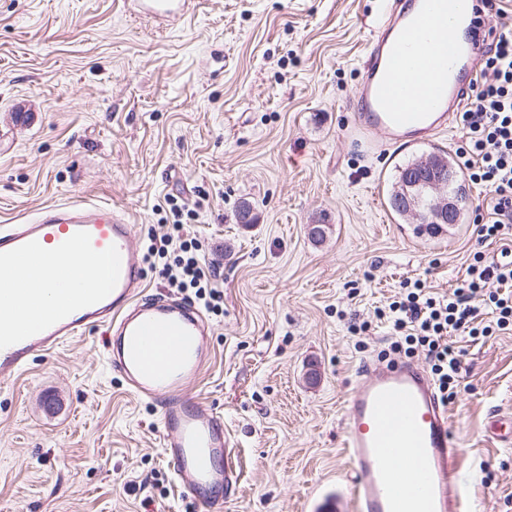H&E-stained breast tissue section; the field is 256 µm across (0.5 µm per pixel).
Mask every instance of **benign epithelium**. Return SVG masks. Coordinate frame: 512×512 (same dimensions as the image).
I'll use <instances>...</instances> for the list:
<instances>
[{"label": "benign epithelium", "mask_w": 512, "mask_h": 512, "mask_svg": "<svg viewBox=\"0 0 512 512\" xmlns=\"http://www.w3.org/2000/svg\"><path fill=\"white\" fill-rule=\"evenodd\" d=\"M450 180L452 171L445 157L435 152L427 154L404 174L397 187V205L406 215L420 219L421 194L428 189L436 194L430 220L436 224H455L459 220L461 201L448 193Z\"/></svg>", "instance_id": "obj_1"}]
</instances>
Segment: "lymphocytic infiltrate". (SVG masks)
I'll return each mask as SVG.
<instances>
[{
	"instance_id": "f902f5d3",
	"label": "lymphocytic infiltrate",
	"mask_w": 512,
	"mask_h": 512,
	"mask_svg": "<svg viewBox=\"0 0 512 512\" xmlns=\"http://www.w3.org/2000/svg\"><path fill=\"white\" fill-rule=\"evenodd\" d=\"M490 43L481 51V75L469 87L459 115L462 143L457 150L469 181L489 192L477 206L473 233L478 241H501L498 260L475 252L466 276L449 294H438L424 282H404V292L388 306L387 319L396 333L395 352L424 351L443 402L456 395L460 350L452 334L489 336L512 328V27H490ZM196 239L186 238L181 219L151 241L148 258L164 259L163 272L175 287L194 289L209 310L222 309L219 272L207 264ZM491 321L482 322V311Z\"/></svg>"
}]
</instances>
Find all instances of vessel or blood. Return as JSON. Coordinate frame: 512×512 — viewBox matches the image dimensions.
I'll return each instance as SVG.
<instances>
[{"label": "vessel or blood", "instance_id": "vessel-or-blood-1", "mask_svg": "<svg viewBox=\"0 0 512 512\" xmlns=\"http://www.w3.org/2000/svg\"><path fill=\"white\" fill-rule=\"evenodd\" d=\"M158 20L185 17L191 0H134ZM482 0H392L365 55L356 99L362 135L390 140L445 132L477 75L487 19ZM131 224L114 208L81 201L0 226V381L37 354L86 330L102 331L104 356L136 397L156 403L163 455L175 482L203 512H223L238 490L235 444L214 409L188 391L211 354L202 313L178 300L140 302L143 260ZM105 261L73 273L72 259ZM51 267V287L21 279ZM343 446L356 512H462L465 482L434 386L410 362L378 364L347 401Z\"/></svg>", "mask_w": 512, "mask_h": 512}]
</instances>
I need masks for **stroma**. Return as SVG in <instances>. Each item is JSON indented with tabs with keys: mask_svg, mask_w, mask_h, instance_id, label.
<instances>
[{
	"mask_svg": "<svg viewBox=\"0 0 512 512\" xmlns=\"http://www.w3.org/2000/svg\"><path fill=\"white\" fill-rule=\"evenodd\" d=\"M384 5L194 0L168 22L128 0H0V225L107 202L143 251L176 206L219 267L224 310L205 314L212 359L188 395L237 444L224 512H354L343 406L395 339L375 310L404 281L445 294L474 251L500 255L472 234L485 187L466 184L459 222L431 234L389 206L398 169L455 155L460 130L372 150L352 136ZM101 339L89 330L0 387V512H200L174 486L155 405L108 368ZM453 342L465 512H512V444L486 432L512 417V331Z\"/></svg>",
	"mask_w": 512,
	"mask_h": 512,
	"instance_id": "1",
	"label": "stroma"
}]
</instances>
